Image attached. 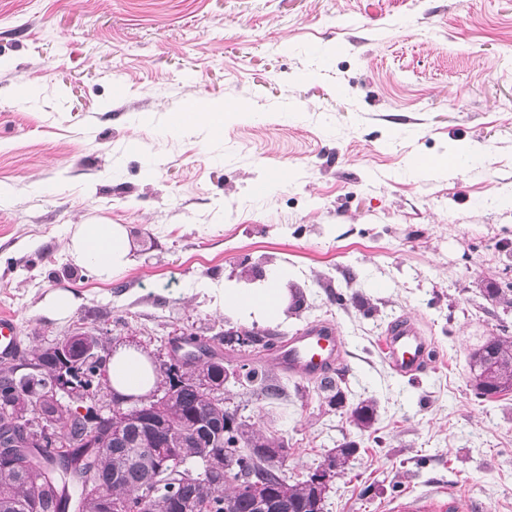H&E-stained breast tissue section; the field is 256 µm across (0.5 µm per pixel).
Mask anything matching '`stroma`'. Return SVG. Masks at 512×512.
Wrapping results in <instances>:
<instances>
[{"label":"stroma","mask_w":512,"mask_h":512,"mask_svg":"<svg viewBox=\"0 0 512 512\" xmlns=\"http://www.w3.org/2000/svg\"><path fill=\"white\" fill-rule=\"evenodd\" d=\"M215 103L240 111L222 131L171 128ZM459 145L482 159L414 164ZM510 193L512 0H0V314L21 350L91 331L164 353L192 335L290 387L274 349L219 341L242 325L205 289L285 267L299 304L257 328L334 326L345 406L233 382L226 396L285 445L289 481L355 444L324 512L448 488L512 512V394L477 398L467 363L512 336V309L485 293L512 281ZM92 221L125 225L136 258L109 285L65 252ZM60 288L81 303L55 321L39 305ZM403 318L435 349L406 378L381 343ZM369 400L362 431L349 415Z\"/></svg>","instance_id":"obj_1"}]
</instances>
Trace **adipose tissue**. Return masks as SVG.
<instances>
[{
	"instance_id": "obj_1",
	"label": "adipose tissue",
	"mask_w": 512,
	"mask_h": 512,
	"mask_svg": "<svg viewBox=\"0 0 512 512\" xmlns=\"http://www.w3.org/2000/svg\"><path fill=\"white\" fill-rule=\"evenodd\" d=\"M66 249L76 266L90 270L102 283L119 279L133 264L128 230L121 224L73 225ZM286 277V270L274 268L266 279L250 288L220 280L208 284L207 290L224 315L246 324L273 321L287 309L288 293L283 286ZM106 370L110 386L125 396L148 394L156 383L147 353L136 348L117 349L108 359Z\"/></svg>"
}]
</instances>
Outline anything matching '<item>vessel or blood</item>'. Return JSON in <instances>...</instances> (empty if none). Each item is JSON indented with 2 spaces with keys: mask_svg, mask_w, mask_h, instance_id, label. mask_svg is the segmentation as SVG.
Masks as SVG:
<instances>
[{
  "mask_svg": "<svg viewBox=\"0 0 512 512\" xmlns=\"http://www.w3.org/2000/svg\"><path fill=\"white\" fill-rule=\"evenodd\" d=\"M383 347L392 371L401 377L417 374L430 362L432 344L414 323L399 319L391 323ZM19 348L18 327L13 317L0 316V358L7 359ZM277 363L289 374L314 379L333 372L346 351L344 336L328 324H313L277 342ZM468 501L449 492L437 493L397 504L396 512H468Z\"/></svg>",
  "mask_w": 512,
  "mask_h": 512,
  "instance_id": "1",
  "label": "vessel or blood"
}]
</instances>
